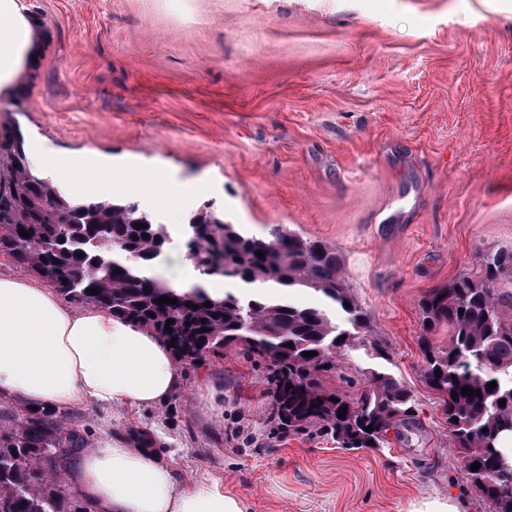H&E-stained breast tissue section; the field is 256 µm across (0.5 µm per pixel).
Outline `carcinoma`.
Listing matches in <instances>:
<instances>
[{"label":"carcinoma","instance_id":"obj_1","mask_svg":"<svg viewBox=\"0 0 512 512\" xmlns=\"http://www.w3.org/2000/svg\"><path fill=\"white\" fill-rule=\"evenodd\" d=\"M27 159L23 134L11 123L1 124L0 254L71 300L174 343L170 350L186 368L219 358L226 349L239 351L272 384L266 415L271 436L322 434L345 450L379 448L391 428L415 418L410 392L386 371L388 353L374 342L375 363L357 379L341 377L347 390L325 383L336 372L341 353L364 342L369 322L350 293L335 248L281 225L259 236L225 222L224 211L203 203L188 223L205 219L213 231L193 246L185 244L195 269L262 292H175L138 270L169 243L166 225L153 213L142 215L137 201L126 197L78 204ZM137 222L144 228L135 229ZM21 230L29 236H21ZM506 280L512 282V251L486 253L476 270L430 289L421 301L423 331L448 330V342L428 344L425 382L440 396L470 485L490 502L492 512H512V492L504 493V487H512V458L501 448L502 438L512 437V289L504 287ZM91 287L99 293H87ZM295 290H309L320 302L287 298ZM163 295L177 303H154ZM207 301L212 307L203 306ZM169 319L174 323L166 324ZM167 325L172 331L165 330ZM342 335L345 340L336 342ZM308 351L316 355L302 356ZM492 381L497 383L493 389ZM464 387L480 395L464 396ZM344 406L347 413L341 418L338 411ZM84 445L58 411L0 398V512H84L67 498L56 476ZM474 463L481 464L476 471L471 470Z\"/></svg>","mask_w":512,"mask_h":512}]
</instances>
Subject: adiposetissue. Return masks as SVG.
Wrapping results in <instances>:
<instances>
[{
    "label": "adipose tissue",
    "mask_w": 512,
    "mask_h": 512,
    "mask_svg": "<svg viewBox=\"0 0 512 512\" xmlns=\"http://www.w3.org/2000/svg\"><path fill=\"white\" fill-rule=\"evenodd\" d=\"M32 45L16 0H0V96L11 94ZM72 179L79 203L116 179L128 194L140 189L138 175L109 166L73 169ZM145 273L177 292L224 290L223 278H201L176 244ZM181 385L169 347L148 330L93 306L73 309L37 278L0 276V396L38 408L138 407L167 401ZM74 479L93 512H246L219 482L183 488L172 465L118 438L82 453Z\"/></svg>",
    "instance_id": "obj_1"
}]
</instances>
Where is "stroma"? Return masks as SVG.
<instances>
[{
	"label": "stroma",
	"mask_w": 512,
	"mask_h": 512,
	"mask_svg": "<svg viewBox=\"0 0 512 512\" xmlns=\"http://www.w3.org/2000/svg\"><path fill=\"white\" fill-rule=\"evenodd\" d=\"M17 2L37 59L0 123L59 182L76 163L160 175L181 216L210 200L255 234L336 248L419 422L378 450L268 439L270 385L229 351L155 406L67 411L87 447L150 430L183 485L220 481L248 512H408L452 493L490 512L424 382L419 302L512 250V0ZM205 380L221 407H203Z\"/></svg>",
	"instance_id": "stroma-1"
}]
</instances>
